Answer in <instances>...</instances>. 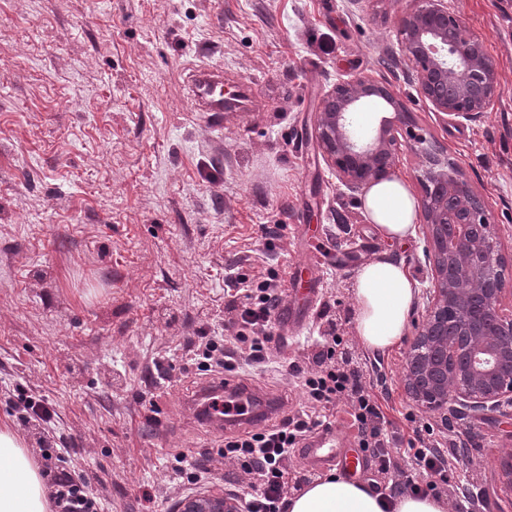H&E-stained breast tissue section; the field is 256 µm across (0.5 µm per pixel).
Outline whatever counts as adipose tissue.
Here are the masks:
<instances>
[{"mask_svg":"<svg viewBox=\"0 0 512 512\" xmlns=\"http://www.w3.org/2000/svg\"><path fill=\"white\" fill-rule=\"evenodd\" d=\"M360 204L385 239L407 242L414 234L418 203L396 179L369 186ZM417 290L402 261L383 254L363 264L354 281L355 334L373 352L403 340ZM0 512H48L44 478L22 441L0 428ZM288 512H448L432 494L384 498L362 483L329 474L288 499Z\"/></svg>","mask_w":512,"mask_h":512,"instance_id":"obj_1","label":"adipose tissue"}]
</instances>
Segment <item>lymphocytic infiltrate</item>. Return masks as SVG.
<instances>
[{
  "instance_id": "f902f5d3",
  "label": "lymphocytic infiltrate",
  "mask_w": 512,
  "mask_h": 512,
  "mask_svg": "<svg viewBox=\"0 0 512 512\" xmlns=\"http://www.w3.org/2000/svg\"><path fill=\"white\" fill-rule=\"evenodd\" d=\"M237 282L245 302L236 308L230 320L231 334L199 337L188 350L187 363L198 374L222 370L259 376L274 370L269 327L279 304L277 274L271 270L259 277H238ZM317 342L320 352L316 369L299 373L307 402L312 410H325L336 401L346 400L351 406L359 447L377 461L381 470H390L395 461L382 432L385 415L376 396L356 372L337 365L336 348L340 340L335 332L322 334ZM7 402L16 411L20 425L37 423L42 427L37 444L53 512H101L98 499L90 491V474L75 467L65 438L53 428L56 412L52 405L29 393L20 383L9 391ZM328 425V420L317 421L310 413H304L225 436L217 454L233 463L249 480L245 512H287L288 460L308 433Z\"/></svg>"
}]
</instances>
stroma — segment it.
Masks as SVG:
<instances>
[{
    "label": "stroma",
    "mask_w": 512,
    "mask_h": 512,
    "mask_svg": "<svg viewBox=\"0 0 512 512\" xmlns=\"http://www.w3.org/2000/svg\"><path fill=\"white\" fill-rule=\"evenodd\" d=\"M409 0H0V426L23 382L53 403L56 432L95 475L102 512H172L187 496L171 457L200 458L223 431L199 423L181 356L227 325L229 277L278 274L295 327L275 324L288 415L305 400L316 336L383 399L394 443L432 426L446 459L450 512H512L500 461L512 409L442 425L402 383L408 341L385 354L354 331L358 269L386 252L419 294L431 285L423 234L382 239L321 155L313 130L326 91L368 74L413 117L396 174L422 197L419 137L437 141L495 219L512 265V0H456L481 38L503 95L483 120L446 121L408 81L398 40ZM205 65L253 83L254 99L215 125L195 111L188 76ZM280 225L269 237L267 225ZM360 482L381 494L427 477L409 459ZM151 487L150 510L140 504Z\"/></svg>",
    "instance_id": "35a3bbf8"
}]
</instances>
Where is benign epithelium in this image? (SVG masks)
<instances>
[{
    "instance_id": "7a95c632",
    "label": "benign epithelium",
    "mask_w": 512,
    "mask_h": 512,
    "mask_svg": "<svg viewBox=\"0 0 512 512\" xmlns=\"http://www.w3.org/2000/svg\"><path fill=\"white\" fill-rule=\"evenodd\" d=\"M399 35L412 84L446 119L474 122L502 96L483 41L448 0H411ZM370 101L389 115L364 134L356 117ZM407 122L389 85L357 75L326 92L315 139L339 182L359 193L393 179ZM423 157L419 209L431 246V287L404 368L405 390L444 422L457 413L512 408V307L502 304L512 273L498 253L491 211L442 147L424 148ZM174 512L242 510L239 498L209 492L182 498Z\"/></svg>"
}]
</instances>
